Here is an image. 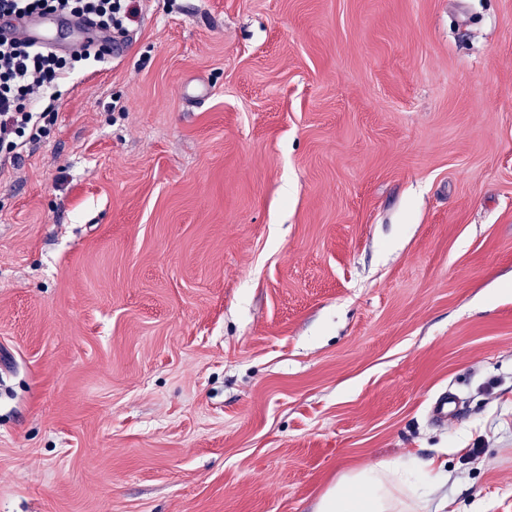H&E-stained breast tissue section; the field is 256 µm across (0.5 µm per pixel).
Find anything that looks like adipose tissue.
Segmentation results:
<instances>
[{
	"label": "adipose tissue",
	"mask_w": 512,
	"mask_h": 512,
	"mask_svg": "<svg viewBox=\"0 0 512 512\" xmlns=\"http://www.w3.org/2000/svg\"><path fill=\"white\" fill-rule=\"evenodd\" d=\"M445 480L431 459L416 457L409 465L382 462L343 471L318 498L314 512H421L422 490Z\"/></svg>",
	"instance_id": "ef3b65f1"
}]
</instances>
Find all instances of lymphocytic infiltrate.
Segmentation results:
<instances>
[{
  "label": "lymphocytic infiltrate",
  "mask_w": 512,
  "mask_h": 512,
  "mask_svg": "<svg viewBox=\"0 0 512 512\" xmlns=\"http://www.w3.org/2000/svg\"><path fill=\"white\" fill-rule=\"evenodd\" d=\"M64 12L104 31L124 29L129 0H0L1 12ZM103 47L58 53L0 32V165L28 144L46 138L58 118L61 89L84 61H102Z\"/></svg>",
  "instance_id": "f902f5d3"
}]
</instances>
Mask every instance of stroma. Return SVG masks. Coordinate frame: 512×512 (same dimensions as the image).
I'll use <instances>...</instances> for the list:
<instances>
[{"mask_svg": "<svg viewBox=\"0 0 512 512\" xmlns=\"http://www.w3.org/2000/svg\"><path fill=\"white\" fill-rule=\"evenodd\" d=\"M132 5L0 168V512H512V0ZM445 480L428 458L408 466L381 462L343 471L318 498L313 512H421L425 498L417 490H434Z\"/></svg>", "mask_w": 512, "mask_h": 512, "instance_id": "obj_1", "label": "stroma"}]
</instances>
